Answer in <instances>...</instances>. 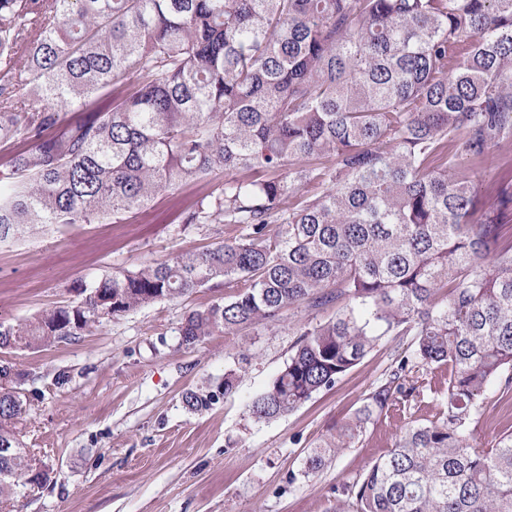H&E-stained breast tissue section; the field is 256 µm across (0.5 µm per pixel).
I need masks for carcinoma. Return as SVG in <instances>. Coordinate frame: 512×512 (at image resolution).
Instances as JSON below:
<instances>
[{
  "instance_id": "1",
  "label": "carcinoma",
  "mask_w": 512,
  "mask_h": 512,
  "mask_svg": "<svg viewBox=\"0 0 512 512\" xmlns=\"http://www.w3.org/2000/svg\"><path fill=\"white\" fill-rule=\"evenodd\" d=\"M69 108L81 117L63 123ZM512 141V0H0V240L29 224H90L187 182L224 181L181 223L244 224L211 249L80 284L74 305L0 324V352L38 350L202 288L185 345L336 308L296 326L288 361L247 401L270 422L333 388L383 336L411 355L313 448L288 484L401 416L423 374L448 368L431 419L342 487L336 512H512V432L476 433L490 390L512 398V225L469 222L458 175ZM312 197L299 195L308 183ZM279 225L269 232L268 226ZM0 444L30 399L0 362ZM189 390L201 411L236 392ZM28 448L0 457V504L42 487Z\"/></svg>"
}]
</instances>
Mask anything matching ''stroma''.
Masks as SVG:
<instances>
[{
	"label": "stroma",
	"instance_id": "1",
	"mask_svg": "<svg viewBox=\"0 0 512 512\" xmlns=\"http://www.w3.org/2000/svg\"><path fill=\"white\" fill-rule=\"evenodd\" d=\"M459 175L479 189V211L495 209L512 186V146ZM211 187L185 183L146 207L92 224H37L0 240V323L11 325L78 301L79 284L118 268L169 260L247 234L242 224H180L178 216ZM204 288L103 321L76 339L16 350L31 397L21 439L52 470L51 483L19 496L6 512H334L339 488L391 447L400 425L383 419L315 476L289 483L315 443L335 433L398 356L408 336H385L329 391L280 419L254 422L247 398L263 389L293 352L292 329L332 317L298 306L280 322L182 345L192 310L233 296ZM242 363L236 392L192 412L182 396L217 384ZM65 384H56L58 374Z\"/></svg>",
	"mask_w": 512,
	"mask_h": 512
}]
</instances>
